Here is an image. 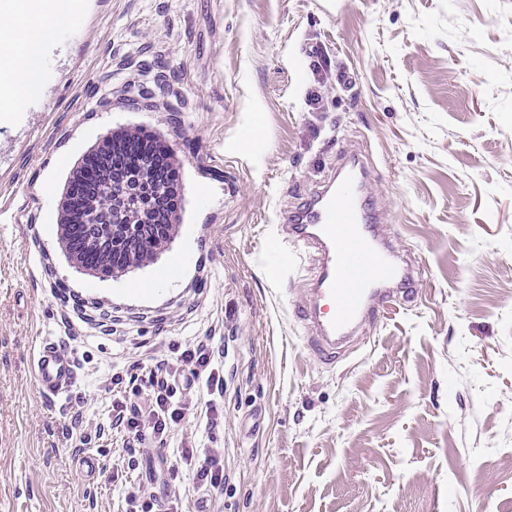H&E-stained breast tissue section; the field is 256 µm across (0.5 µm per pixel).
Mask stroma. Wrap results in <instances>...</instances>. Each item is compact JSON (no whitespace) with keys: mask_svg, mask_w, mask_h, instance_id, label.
Returning <instances> with one entry per match:
<instances>
[{"mask_svg":"<svg viewBox=\"0 0 512 512\" xmlns=\"http://www.w3.org/2000/svg\"><path fill=\"white\" fill-rule=\"evenodd\" d=\"M255 113L256 156L234 148ZM129 131L169 154L178 231L102 278L64 249V197ZM343 147L368 152L420 285L324 364L293 313L312 261L269 264L276 225ZM46 336L74 358L86 438L69 399L36 388ZM207 336L224 351L222 425L199 426L192 391L174 432L129 447L105 380ZM187 438L224 448L214 512H512V0H344L335 15L318 0H83L40 92L0 117V512H125L140 486L195 512L190 472L158 476Z\"/></svg>","mask_w":512,"mask_h":512,"instance_id":"1","label":"stroma"}]
</instances>
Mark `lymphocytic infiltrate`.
Segmentation results:
<instances>
[{
  "instance_id": "lymphocytic-infiltrate-1",
  "label": "lymphocytic infiltrate",
  "mask_w": 512,
  "mask_h": 512,
  "mask_svg": "<svg viewBox=\"0 0 512 512\" xmlns=\"http://www.w3.org/2000/svg\"><path fill=\"white\" fill-rule=\"evenodd\" d=\"M224 352L209 340L189 346L173 345L172 355L162 369L139 375L133 371L116 372L113 385L123 387L126 397L112 405V424L123 428L133 441L142 443L169 434L186 417L182 403L184 390L195 387L207 395L200 416L207 429H215L224 417ZM180 467L171 468L178 477L180 468H189L196 488L223 490L224 451L194 443L182 444Z\"/></svg>"
}]
</instances>
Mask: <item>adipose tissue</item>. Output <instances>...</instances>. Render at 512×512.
I'll use <instances>...</instances> for the list:
<instances>
[{
	"label": "adipose tissue",
	"instance_id": "adipose-tissue-1",
	"mask_svg": "<svg viewBox=\"0 0 512 512\" xmlns=\"http://www.w3.org/2000/svg\"><path fill=\"white\" fill-rule=\"evenodd\" d=\"M79 12L80 0H0V112L19 108L40 89L44 47Z\"/></svg>",
	"mask_w": 512,
	"mask_h": 512
}]
</instances>
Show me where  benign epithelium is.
I'll use <instances>...</instances> for the list:
<instances>
[{"mask_svg": "<svg viewBox=\"0 0 512 512\" xmlns=\"http://www.w3.org/2000/svg\"><path fill=\"white\" fill-rule=\"evenodd\" d=\"M107 137L93 153L104 178L93 189L82 177L70 183L65 196L63 243L69 257L100 277L112 276L109 254L116 248L127 255L129 265L150 259L178 231L168 208L169 170L149 155L142 162L137 186L131 187ZM150 197L142 206L134 200L140 192Z\"/></svg>", "mask_w": 512, "mask_h": 512, "instance_id": "benign-epithelium-1", "label": "benign epithelium"}]
</instances>
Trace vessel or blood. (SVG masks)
Here are the masks:
<instances>
[{
	"label": "vessel or blood",
	"mask_w": 512,
	"mask_h": 512,
	"mask_svg": "<svg viewBox=\"0 0 512 512\" xmlns=\"http://www.w3.org/2000/svg\"><path fill=\"white\" fill-rule=\"evenodd\" d=\"M366 181L359 156H340L332 179L277 227L278 234L292 238L298 253L313 255L311 296L298 314L315 327L311 342L325 358H335L389 305L409 299L416 285L412 268L398 263L383 237ZM32 367L44 397H62L74 383L72 358L50 339L42 340Z\"/></svg>",
	"instance_id": "vessel-or-blood-1"
}]
</instances>
